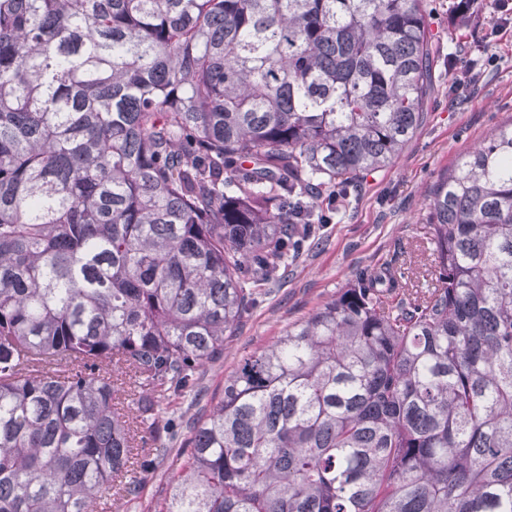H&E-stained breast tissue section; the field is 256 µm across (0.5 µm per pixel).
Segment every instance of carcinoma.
<instances>
[{
  "instance_id": "1",
  "label": "carcinoma",
  "mask_w": 512,
  "mask_h": 512,
  "mask_svg": "<svg viewBox=\"0 0 512 512\" xmlns=\"http://www.w3.org/2000/svg\"><path fill=\"white\" fill-rule=\"evenodd\" d=\"M432 53L425 0H0V512L139 497ZM190 432L160 512H512V123Z\"/></svg>"
}]
</instances>
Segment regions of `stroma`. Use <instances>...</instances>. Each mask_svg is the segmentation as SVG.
I'll list each match as a JSON object with an SVG mask.
<instances>
[{
	"label": "stroma",
	"mask_w": 512,
	"mask_h": 512,
	"mask_svg": "<svg viewBox=\"0 0 512 512\" xmlns=\"http://www.w3.org/2000/svg\"><path fill=\"white\" fill-rule=\"evenodd\" d=\"M457 0H427L435 52V85L423 124L387 167L367 174L339 215L320 225L314 237L288 260L285 275L244 315L224 343V358L205 365L199 396L163 403V419L173 420L174 450L139 499L117 504V512H155L168 488L167 476L180 465L189 433L187 420L208 414L214 396L242 361L334 299L361 272L401 257L422 233V218L434 186L458 161L498 127L512 123V28L493 41V0H477L480 23H451ZM480 60L477 79L456 89L449 65Z\"/></svg>",
	"instance_id": "stroma-1"
}]
</instances>
